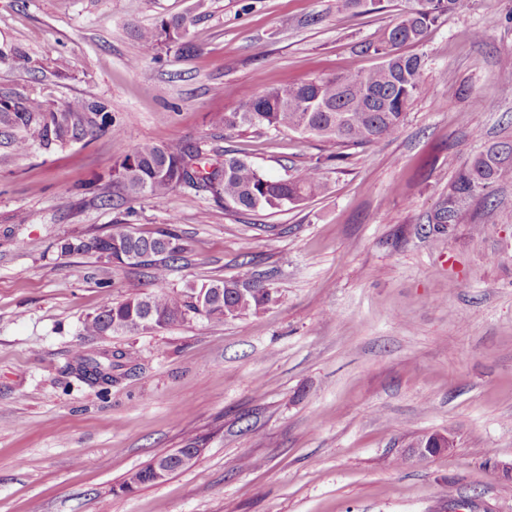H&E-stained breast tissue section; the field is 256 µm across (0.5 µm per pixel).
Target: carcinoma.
Listing matches in <instances>:
<instances>
[{"instance_id":"cac0c4a2","label":"carcinoma","mask_w":512,"mask_h":512,"mask_svg":"<svg viewBox=\"0 0 512 512\" xmlns=\"http://www.w3.org/2000/svg\"><path fill=\"white\" fill-rule=\"evenodd\" d=\"M379 0H336V11L360 14ZM396 22L384 29L362 51L381 59L374 68L356 74L315 78L302 83L274 87L248 103L218 115L226 130L279 131L287 128L317 138L340 149L365 147L394 135L403 123L414 98L422 92L424 59L417 53L400 52L415 46L442 16L457 11L463 0H412ZM194 24L189 14L161 19L142 27L137 38L145 56L162 47H174L182 54L193 46L185 41ZM0 63L34 70L38 61L18 48H0ZM116 132V118L110 105L93 91L58 106L40 96L14 91L0 92V134L13 154L24 158L38 149L53 152L71 143ZM512 169V144L498 143L471 160L430 219L432 224L456 223L469 198L488 189L507 169ZM211 193L224 201V209L237 212L281 211L308 198L322 195L328 183L319 167H309L296 176L271 177L248 157L224 153V162L209 163L197 145L172 141L133 146L112 166L101 203L112 195L135 201H162L181 186ZM191 250L175 221L150 231L127 225L87 238L60 243L64 255H91L109 264L143 266L152 269L160 284L169 268ZM268 289L240 279L216 280L191 285L179 294L162 289L137 292L124 301L107 305L83 323L87 336L147 333L184 323L193 317L213 320L237 318L254 313L269 301ZM77 375L96 385L112 363L76 357Z\"/></svg>"}]
</instances>
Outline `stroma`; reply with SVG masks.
Here are the masks:
<instances>
[{
    "instance_id": "obj_1",
    "label": "stroma",
    "mask_w": 512,
    "mask_h": 512,
    "mask_svg": "<svg viewBox=\"0 0 512 512\" xmlns=\"http://www.w3.org/2000/svg\"><path fill=\"white\" fill-rule=\"evenodd\" d=\"M408 0L352 16L336 0H0V89L55 104L94 90L118 131L20 161L0 146V512H512V170L458 223L430 222L472 158L512 143V0H468L414 51L424 91L393 136L328 160L284 129L219 113L263 90L378 63L361 45ZM196 16L192 53L141 55L138 28ZM483 39H473L474 30ZM138 67H130L133 58ZM187 141L269 175L321 164L329 190L276 213L186 186L101 205L136 144ZM176 219L191 251L164 284L262 282L226 321L87 336L84 320L146 289L140 266L61 255L60 240ZM133 352L92 386L75 355ZM451 451L414 456L428 433ZM200 437L195 463L130 490L129 474ZM0 63L31 71L36 69L38 61L32 59V57L23 50L10 47L6 49L0 48Z\"/></svg>"
}]
</instances>
